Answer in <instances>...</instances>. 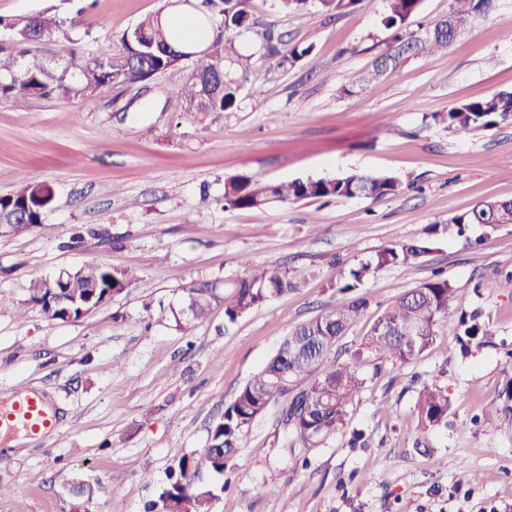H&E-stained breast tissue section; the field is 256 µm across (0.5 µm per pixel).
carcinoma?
<instances>
[{"mask_svg":"<svg viewBox=\"0 0 512 512\" xmlns=\"http://www.w3.org/2000/svg\"><path fill=\"white\" fill-rule=\"evenodd\" d=\"M362 0H318L323 12L340 15L357 9ZM492 0H453L455 8L446 20L435 24L427 44L429 53L448 48L458 26L472 13L486 12ZM382 23L399 31L419 13L423 0H386ZM196 38L184 39L160 12L146 16L119 37V49L106 56L68 62L51 67L22 45L53 37H68L80 24L49 8L34 14L0 16V25L10 28L14 41L0 43V99L24 106L33 97L88 101L112 86L142 83L177 68L175 59L163 53L172 46L188 58V73L173 107L186 112H232L239 105V86L233 80L218 82L227 64L240 63L253 55L239 53L235 38L252 33L260 39L259 60L268 68L295 65L313 51V45H294L287 52L273 44L274 33L257 30L258 21L250 0H201L196 6ZM221 17L217 35L208 23ZM448 127L460 134L489 129L512 117V93L498 92L480 100L458 103L446 113ZM402 192V183L381 173H354L336 178L294 179L278 182L236 175L224 181V205L231 209H260L271 204L336 197L383 199ZM54 198L52 188L37 176H29L13 192L0 195V221L9 224L16 213L27 215V223L43 231H53L45 223V213ZM512 214V200H493L452 216L443 231L463 238L478 224L489 229L499 217ZM429 252L427 242L408 239L380 249L370 260L349 270L336 283L344 298L328 312L309 320L282 342L278 353L242 386L224 415L208 432L207 445L183 454L170 469L167 482L156 496L144 504V512H213V505L224 486L203 481L208 473L224 476L227 459L243 447L246 429L273 403L281 402L283 422L291 427L303 445L317 444L336 434L345 422L349 406L359 396L368 358L381 363H407L421 355L435 340L438 330L454 324L458 336H476L481 331L477 316L454 315V289L446 279H433L416 290L398 297L378 318L361 346L345 361L332 355L336 340L357 319L367 300L351 296L374 271L391 265H407ZM149 284L131 278L121 270L89 263L57 277H34L21 308H39L52 320H78L113 295L130 286ZM297 288L290 271L282 266L254 269L236 281L232 291L219 296L216 286L205 282L187 289V305L174 316L176 327L187 332L195 322L207 317L213 303L224 307V318L234 323L243 314L261 307L271 297ZM448 394L435 383L418 391L415 409L419 417L421 446L428 434L448 425ZM68 497L90 505L110 493L99 480L74 479Z\"/></svg>","mask_w":512,"mask_h":512,"instance_id":"carcinoma-1","label":"carcinoma"}]
</instances>
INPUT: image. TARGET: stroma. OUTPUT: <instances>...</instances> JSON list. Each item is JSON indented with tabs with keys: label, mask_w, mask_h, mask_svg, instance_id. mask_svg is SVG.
Instances as JSON below:
<instances>
[{
	"label": "stroma",
	"mask_w": 512,
	"mask_h": 512,
	"mask_svg": "<svg viewBox=\"0 0 512 512\" xmlns=\"http://www.w3.org/2000/svg\"><path fill=\"white\" fill-rule=\"evenodd\" d=\"M86 27L69 39L31 43L53 64L111 54L141 18L197 0H88ZM385 0L341 15L315 0L298 13L251 0L259 22L289 44L313 45L295 66L232 67L240 107L217 116L168 107L182 70L94 99L34 98L23 109L0 100V195L30 172L54 190L37 229L0 232V404L30 388L60 424L49 439L0 437V512H70L65 484L98 479L112 493L89 512H141L182 454L208 430L299 324L335 305L336 282L381 248L428 239L414 264L381 268L360 288L368 305L336 345L347 359L398 296L441 272L458 310L481 311L487 334L462 354L452 327L406 364L366 365L365 384L333 437L296 441L275 403L228 460V490L213 512H512V401L485 405L512 385V294L478 288L512 272V224L472 226L469 239L428 235L434 224L480 202L512 199V119L460 137L444 115L460 102L512 92V0L471 18L447 51L419 49L451 0H423L403 29L415 42L396 55L381 23ZM396 62H389V55ZM379 70L359 86L361 72ZM383 172L403 190L380 200L336 198L224 206L226 178L263 181ZM90 262L145 279L80 319L40 310L18 314L31 278ZM283 265L298 281L235 323L223 306L188 332L172 314L200 281L233 283L251 268ZM157 308L145 311L146 301ZM223 367H214L216 359ZM437 380L450 399L447 427L426 451L413 442L418 389ZM366 445L351 447L353 432ZM54 466H47V459ZM477 481H470V474Z\"/></svg>",
	"instance_id": "35a3bbf8"
}]
</instances>
